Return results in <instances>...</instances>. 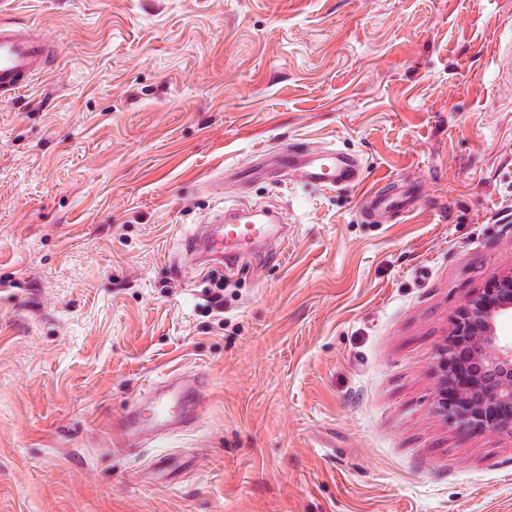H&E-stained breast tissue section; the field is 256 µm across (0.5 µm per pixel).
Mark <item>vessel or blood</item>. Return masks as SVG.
<instances>
[{
  "label": "vessel or blood",
  "mask_w": 512,
  "mask_h": 512,
  "mask_svg": "<svg viewBox=\"0 0 512 512\" xmlns=\"http://www.w3.org/2000/svg\"><path fill=\"white\" fill-rule=\"evenodd\" d=\"M52 55L51 43L42 34L0 21V98L12 97L29 86L47 70ZM281 160L295 181L310 187H354L362 181L357 158L341 150L313 152L307 145L295 143L282 152ZM420 199L417 188L384 186L363 195L362 212L373 219L404 214L412 211ZM216 221L214 229L203 231L199 237L202 256L233 265L260 245L268 258L280 259L285 239L274 229L279 216L228 210ZM202 407L198 379L165 376L122 418L116 434L120 451L192 425Z\"/></svg>",
  "instance_id": "b4317fda"
}]
</instances>
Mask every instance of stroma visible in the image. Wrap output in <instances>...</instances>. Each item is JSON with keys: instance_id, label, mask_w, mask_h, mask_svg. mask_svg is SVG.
<instances>
[{"instance_id": "1", "label": "stroma", "mask_w": 512, "mask_h": 512, "mask_svg": "<svg viewBox=\"0 0 512 512\" xmlns=\"http://www.w3.org/2000/svg\"><path fill=\"white\" fill-rule=\"evenodd\" d=\"M0 20L54 45L0 99V512H512V435L435 413L457 310L512 270V0H11ZM296 141L357 155L361 186L274 157L237 181ZM388 180L420 206L364 221ZM268 201L279 262L188 254L213 211ZM171 372L201 380L199 421L115 451Z\"/></svg>"}]
</instances>
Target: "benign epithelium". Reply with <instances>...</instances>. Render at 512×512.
<instances>
[{"instance_id":"7a95c632","label":"benign epithelium","mask_w":512,"mask_h":512,"mask_svg":"<svg viewBox=\"0 0 512 512\" xmlns=\"http://www.w3.org/2000/svg\"><path fill=\"white\" fill-rule=\"evenodd\" d=\"M512 272L469 296L437 351V415L473 433H512Z\"/></svg>"}]
</instances>
